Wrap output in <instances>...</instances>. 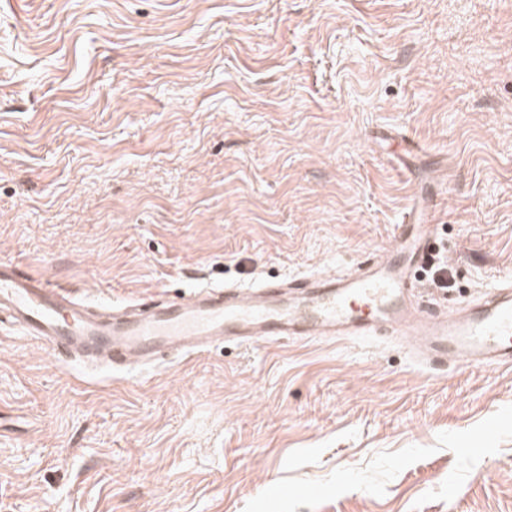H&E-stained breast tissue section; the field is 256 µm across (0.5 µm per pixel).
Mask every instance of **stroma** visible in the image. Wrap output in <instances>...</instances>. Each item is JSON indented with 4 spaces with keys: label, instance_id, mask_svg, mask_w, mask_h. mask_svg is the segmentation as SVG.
Listing matches in <instances>:
<instances>
[{
    "label": "stroma",
    "instance_id": "1",
    "mask_svg": "<svg viewBox=\"0 0 512 512\" xmlns=\"http://www.w3.org/2000/svg\"><path fill=\"white\" fill-rule=\"evenodd\" d=\"M413 204L442 310L512 276V0H0L21 272L115 306L346 274ZM0 512H512V369L316 336L108 377L5 324Z\"/></svg>",
    "mask_w": 512,
    "mask_h": 512
}]
</instances>
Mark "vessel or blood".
I'll return each instance as SVG.
<instances>
[{"mask_svg": "<svg viewBox=\"0 0 512 512\" xmlns=\"http://www.w3.org/2000/svg\"><path fill=\"white\" fill-rule=\"evenodd\" d=\"M404 222L406 232L386 257L350 275L313 274L276 287H207L129 309L79 298L1 259L0 315L64 361L112 370L217 343L308 336L406 338L423 363L440 372L452 360L512 366V278L467 308L440 314L433 298L411 297L416 272L434 247L429 213L409 211Z\"/></svg>", "mask_w": 512, "mask_h": 512, "instance_id": "1", "label": "vessel or blood"}]
</instances>
